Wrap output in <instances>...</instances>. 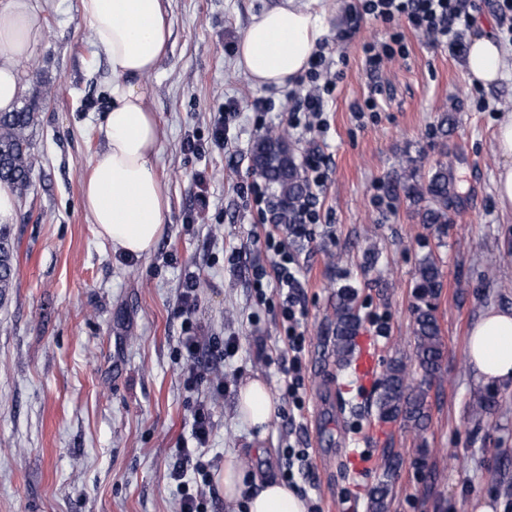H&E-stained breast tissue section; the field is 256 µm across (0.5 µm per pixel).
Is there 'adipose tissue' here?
<instances>
[{"label": "adipose tissue", "mask_w": 512, "mask_h": 512, "mask_svg": "<svg viewBox=\"0 0 512 512\" xmlns=\"http://www.w3.org/2000/svg\"><path fill=\"white\" fill-rule=\"evenodd\" d=\"M93 45L112 72L110 108L99 131L104 145L89 160L82 206L99 237L116 250L141 257L161 239L169 211L167 188L153 167L163 136L141 87L167 51L171 34L164 0H79ZM310 0H283L253 16L237 50V67L257 87L282 86L305 72L322 35ZM46 37V20L34 0H0V112L16 107L24 90L18 70ZM501 43L472 37L466 55L470 82H498L511 55ZM495 150L501 159L496 194L502 211L512 212V113L499 122ZM467 355L484 382H512V310L490 309L471 327ZM274 397L258 379L239 391V412L256 430L270 423ZM224 499L246 512H308V502L277 478L262 479L248 457L224 459Z\"/></svg>", "instance_id": "adipose-tissue-1"}]
</instances>
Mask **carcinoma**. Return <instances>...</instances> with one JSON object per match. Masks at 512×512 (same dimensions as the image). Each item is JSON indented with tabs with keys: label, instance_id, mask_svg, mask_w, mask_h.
<instances>
[{
	"label": "carcinoma",
	"instance_id": "obj_1",
	"mask_svg": "<svg viewBox=\"0 0 512 512\" xmlns=\"http://www.w3.org/2000/svg\"><path fill=\"white\" fill-rule=\"evenodd\" d=\"M35 119V104L25 103L13 112H0V182L10 185L17 194L31 186L32 161L29 128ZM252 163L255 172L278 191L280 223H291L295 207L307 184L301 176L284 136L266 134L256 142ZM406 196L415 201L427 200L421 213L424 224L448 223V164L439 162L425 181L405 187ZM16 248L6 227L0 226V301L7 299L17 274ZM441 288V270L431 256L425 257L417 271L414 310L415 346L409 356H395L385 365L375 400L378 418L397 423L424 438L431 421L429 388L441 370L445 347L435 314V299ZM335 336L333 354L336 364L344 366L351 354L359 327L355 292L344 287L337 292L333 310ZM396 458L391 450L383 451L381 479L370 492L368 512H388L392 494L391 472Z\"/></svg>",
	"mask_w": 512,
	"mask_h": 512
}]
</instances>
